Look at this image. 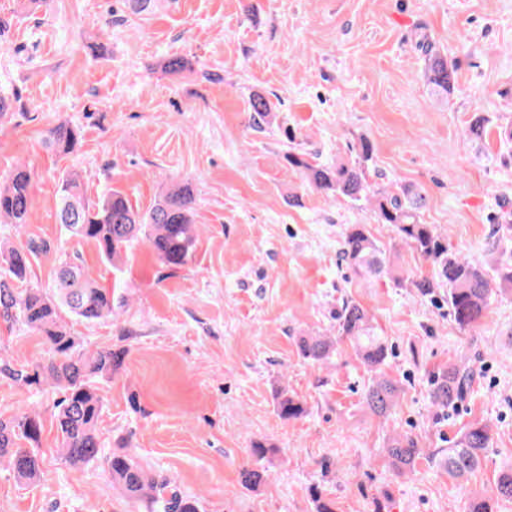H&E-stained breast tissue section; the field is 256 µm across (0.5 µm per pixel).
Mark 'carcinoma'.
<instances>
[{
    "label": "carcinoma",
    "mask_w": 512,
    "mask_h": 512,
    "mask_svg": "<svg viewBox=\"0 0 512 512\" xmlns=\"http://www.w3.org/2000/svg\"><path fill=\"white\" fill-rule=\"evenodd\" d=\"M137 15L150 13L161 0H125ZM425 55L424 77L433 93L443 100L454 90L455 69L448 56L433 44L421 43ZM251 126L257 131L271 127L276 118L275 105L260 93L249 101ZM490 119L470 121L465 135L469 140H484L489 135ZM83 143L79 126L60 121L46 131V145L66 157ZM288 166L297 170L305 183L327 198H345L358 205H369L380 224L393 227L398 237L428 266L408 270L391 260L372 236L367 225L349 224L341 234L339 254L347 268L362 278H389L397 288H410L423 298L446 304L448 315L465 331L477 327L493 299L512 296V251L502 252L496 260L495 275L483 265L462 255L432 224L422 222L427 196L413 185H402L388 192L376 183L378 172L372 167L373 149L363 138L354 148V158L336 164L324 163L315 152L289 150L284 155ZM32 181L23 166L0 181V223L20 231L27 224ZM57 217L66 233L92 243L101 259L113 263L134 243L146 241L155 259L167 268L188 263L194 252L197 235L195 197L185 184L168 188L146 212L140 211L121 191L112 190L93 201L87 195L83 177L76 171L60 179ZM33 246L0 242V257L7 264L0 275V316L20 320L39 333L52 352L48 364L32 370L3 368L21 385L32 386L41 379L51 380L62 390L56 403L57 429L61 437L60 452L72 465L74 479L82 468L103 462L126 499L133 505L144 503L149 512H200V501L183 494L175 481L160 478L125 452H104L99 425L105 409L101 383L112 380L122 368L126 350L100 348L84 351L63 324L60 312L68 311L87 322L112 317V289L92 279L84 268L73 262H61L52 292L41 288H24L29 268L28 254ZM336 332L307 333L296 337L299 355L313 365L328 362L345 338L353 346L371 373L364 392L366 407L377 416L387 415L395 406L399 393L397 382L384 371L390 355L388 340L375 333L368 311L352 298L342 300L334 313ZM473 380L468 363L448 364L431 380L429 399L439 413L460 403ZM276 410L286 421L306 414L304 403L285 386L275 390ZM41 433L37 415H23L9 422L0 420V460L14 476L25 483L37 480L40 473L38 449L34 443ZM492 440V427L484 421L471 423L443 454V468L448 477L464 480L480 464ZM26 442L23 448L20 442ZM385 452L398 473L413 472L425 456L415 436L402 433L387 439ZM243 483L259 488L265 471L246 468ZM512 499V468L500 472L494 489L486 496L472 499L465 512H496L500 500Z\"/></svg>",
    "instance_id": "1"
}]
</instances>
